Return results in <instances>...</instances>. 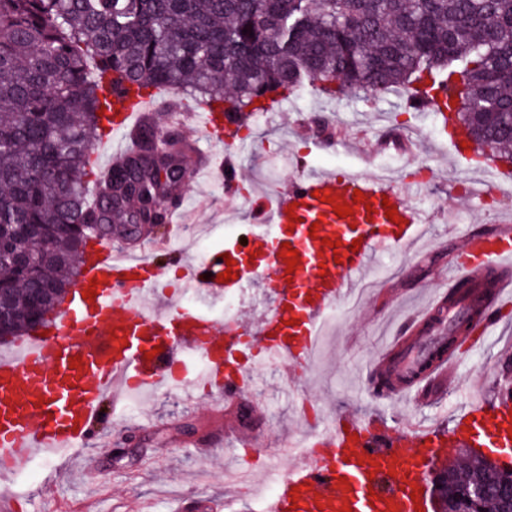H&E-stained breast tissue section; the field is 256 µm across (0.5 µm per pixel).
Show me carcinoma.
I'll use <instances>...</instances> for the list:
<instances>
[{
    "label": "carcinoma",
    "instance_id": "carcinoma-1",
    "mask_svg": "<svg viewBox=\"0 0 512 512\" xmlns=\"http://www.w3.org/2000/svg\"><path fill=\"white\" fill-rule=\"evenodd\" d=\"M248 33H243V30ZM448 87L454 121L492 155L512 157V0H0V306L10 335L46 319L74 285L89 236L149 224L178 198L188 145L163 142L157 119L100 176L93 160L112 89L188 94L247 123L274 96L340 101ZM262 104H257V101ZM494 276L464 280L436 308L461 341L484 320ZM423 365L380 374L414 385ZM488 484L471 458L450 465Z\"/></svg>",
    "mask_w": 512,
    "mask_h": 512
}]
</instances>
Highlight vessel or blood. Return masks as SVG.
Returning <instances> with one entry per match:
<instances>
[{
	"label": "vessel or blood",
	"mask_w": 512,
	"mask_h": 512,
	"mask_svg": "<svg viewBox=\"0 0 512 512\" xmlns=\"http://www.w3.org/2000/svg\"><path fill=\"white\" fill-rule=\"evenodd\" d=\"M157 105L152 97L129 93L112 99L100 117L104 134L95 153L112 163L130 131ZM273 203H260L246 239L193 262L156 240L159 254L180 271V291L220 297L252 285L272 296L257 328L243 319L222 326L192 308L169 303V283L154 260L91 244L66 309L48 336L30 332L0 353V477L25 460L43 455L74 458L78 447L101 435V413L129 394L185 384L187 362L202 358L205 372L194 385L212 388L228 400L254 381L246 358L260 362L295 360L311 365L323 323L336 306L349 302L379 244L409 248L422 236L427 217L403 190L385 179L308 169ZM364 199L354 202L355 192ZM391 201L388 220L383 201ZM353 213L338 217L335 206ZM359 251H351L353 241ZM297 249L295 266L286 262ZM229 262H222V255ZM512 265V231L467 239L455 278ZM230 281H222L225 270ZM94 299H85L88 288ZM469 444L512 456V390L498 387L494 406L471 395L451 417L449 428L402 425L393 431L363 425L342 414L325 417L288 469L280 474L266 512H428V477L449 448Z\"/></svg>",
	"instance_id": "vessel-or-blood-1"
}]
</instances>
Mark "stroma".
<instances>
[{
	"instance_id": "obj_1",
	"label": "stroma",
	"mask_w": 512,
	"mask_h": 512,
	"mask_svg": "<svg viewBox=\"0 0 512 512\" xmlns=\"http://www.w3.org/2000/svg\"><path fill=\"white\" fill-rule=\"evenodd\" d=\"M315 116L334 126L332 136L312 131L309 120ZM248 127L250 149L231 160L239 181L235 195L226 193L218 174L203 187L185 188L187 225L170 245L187 258L232 240L256 195L287 189L296 152L312 167L365 176L385 170L398 189L416 167L431 169V177L408 197L430 221L427 244L408 252L391 245L375 248L372 283L358 304L337 307L334 333L295 389L285 385L288 363L275 361L260 368L262 385L220 406L202 387L193 403L175 388L159 390L135 407L122 405L105 415L102 431L112 442L125 435L145 437L137 455L98 457L94 485L82 479L77 466H61L53 478L50 463L30 459L0 484L11 512H259L250 484L233 483L226 474L225 457L236 456L245 471L262 467L264 481L271 483L291 460L281 446L283 436L311 432L322 415L349 414L366 422L381 418L392 425L430 419L441 407L463 404L467 386L478 381L486 402L494 401L503 376L500 363L512 347V337L494 328L483 335L481 347L456 352L453 372L407 396L379 395L371 385L372 368L387 352L383 323L394 318L412 327L411 315L426 294L447 295L465 238L499 231V212L508 206L503 200L485 208L483 179L455 153L440 117L404 109L392 92L340 103L304 92L291 98L280 126H270L258 114ZM146 410L153 422L145 428L140 417Z\"/></svg>"
}]
</instances>
